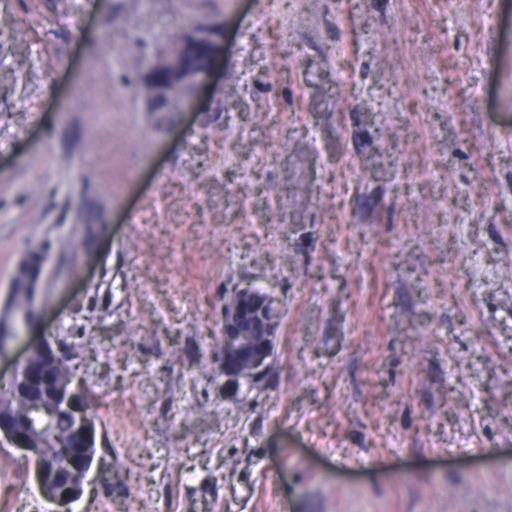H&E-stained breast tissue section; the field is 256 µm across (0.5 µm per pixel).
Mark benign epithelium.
Instances as JSON below:
<instances>
[{"instance_id":"7a95c632","label":"benign epithelium","mask_w":512,"mask_h":512,"mask_svg":"<svg viewBox=\"0 0 512 512\" xmlns=\"http://www.w3.org/2000/svg\"><path fill=\"white\" fill-rule=\"evenodd\" d=\"M222 41L221 29L201 30L182 37L172 53L153 63L148 85L154 103L168 102L170 87L178 89L180 98L189 100L206 86L218 66ZM280 315V302L263 288L247 284L224 294L223 354L227 380L254 386L262 379L273 356ZM73 357V351L44 337L29 343L24 359L15 364L10 378L0 381L1 392L15 389L25 378L47 388L50 397L34 404V412L49 421L65 419L71 439L79 444L75 452L63 454L65 488H57L45 469L35 470L39 491L54 502L58 512H72L71 505L84 492L97 432V418L78 400L81 383L74 376L63 374ZM49 442L57 448L64 447L47 428L39 429L31 422L17 424L8 412H0V446L6 444L33 456Z\"/></svg>"}]
</instances>
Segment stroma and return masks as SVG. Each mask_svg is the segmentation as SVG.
<instances>
[{
    "label": "stroma",
    "mask_w": 512,
    "mask_h": 512,
    "mask_svg": "<svg viewBox=\"0 0 512 512\" xmlns=\"http://www.w3.org/2000/svg\"><path fill=\"white\" fill-rule=\"evenodd\" d=\"M220 26L154 110L134 60ZM99 394L74 512H512V0H0V318ZM282 315L224 385V291ZM0 447V512H52ZM14 292L12 296V300L9 307V316L12 318L13 322V328H8L6 326H3L2 329H0V345L2 347V330H7L10 334V338H13L15 336H18L16 338H13L14 340L19 338V334H16L19 327L23 324H26L29 322V320L32 318L34 314V308H33V292L31 288H20L18 281H14ZM15 334V336H13ZM11 339L12 341H14ZM11 341V342H12ZM10 342V343H11ZM9 343V345H10ZM7 345V344H6ZM5 346L0 348V358L1 356L7 351L9 345L5 349Z\"/></svg>",
    "instance_id": "stroma-1"
}]
</instances>
